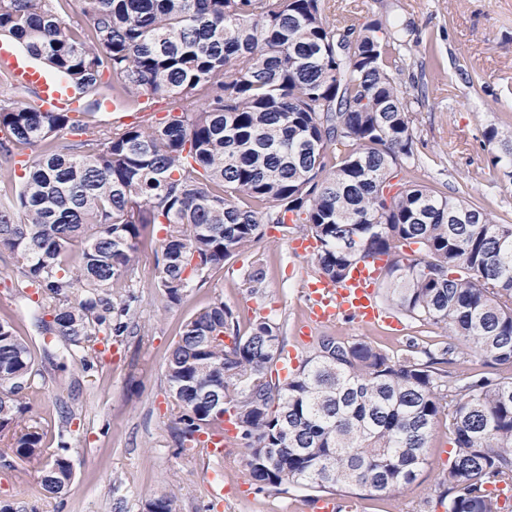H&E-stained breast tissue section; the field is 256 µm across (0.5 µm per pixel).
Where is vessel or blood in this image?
Here are the masks:
<instances>
[{
    "mask_svg": "<svg viewBox=\"0 0 512 512\" xmlns=\"http://www.w3.org/2000/svg\"><path fill=\"white\" fill-rule=\"evenodd\" d=\"M0 69L11 74L16 85L33 91L35 106L41 111H75L80 107L82 97L74 88L47 79L10 48L0 46ZM383 265V260L371 259L353 266L340 282L318 277L308 281L303 290L307 325L302 329L301 343H310L312 328L342 319L361 327L397 326V318L382 305L376 291Z\"/></svg>",
    "mask_w": 512,
    "mask_h": 512,
    "instance_id": "1",
    "label": "vessel or blood"
}]
</instances>
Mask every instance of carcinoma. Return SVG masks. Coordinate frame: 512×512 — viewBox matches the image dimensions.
<instances>
[{"label": "carcinoma", "instance_id": "obj_1", "mask_svg": "<svg viewBox=\"0 0 512 512\" xmlns=\"http://www.w3.org/2000/svg\"><path fill=\"white\" fill-rule=\"evenodd\" d=\"M60 0H0V34L84 95L82 114L112 96L138 111L165 97L157 120L102 133L69 111L0 104V160L12 146L68 131L25 168L15 196H0V254L25 266L50 319L40 335L94 370L98 336L141 331L132 279L141 231L164 225L159 288L180 304L250 247L263 225L318 242L316 273L342 280L382 255V302L448 332L434 352L391 356L365 341L323 335L287 379L273 377L284 324L258 314L241 330L221 299L188 318L166 367L172 437L185 455L200 435L237 425L238 447L259 491L284 487L349 498H396L422 474L435 426L453 436L441 474L446 512H498L486 486L512 487V224L476 204L407 179L413 115L398 88L404 29L328 0H85L89 30L67 26ZM112 82L103 81L105 74ZM198 99L196 110L181 107ZM484 144L512 178V136L491 126ZM81 244L77 265L65 260ZM418 245L409 254L406 248ZM486 370L457 365L467 351ZM42 373L30 343L0 319V466L16 457L66 492L75 474L70 425L56 447L25 421ZM224 393V408L211 395ZM143 512H178L169 492Z\"/></svg>", "mask_w": 512, "mask_h": 512}]
</instances>
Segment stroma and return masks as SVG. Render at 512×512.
<instances>
[{"label": "stroma", "mask_w": 512, "mask_h": 512, "mask_svg": "<svg viewBox=\"0 0 512 512\" xmlns=\"http://www.w3.org/2000/svg\"><path fill=\"white\" fill-rule=\"evenodd\" d=\"M354 11L360 21L381 19L411 25L403 53L400 84L414 116L415 160L409 180L434 186L481 204L498 222L512 223V181L491 163L483 132L495 126L512 130V0H330ZM164 233L148 226L138 243L133 287L141 297L140 335L102 340L103 361L83 372L79 361L59 365L44 347L33 322L43 300L26 284L25 270L0 255V318L32 341L45 383L28 401L27 420L53 443L61 408L75 417L71 460L75 478L65 496L47 492L38 473L22 460L0 467V500L19 512H141L145 499L174 493L180 512H316L312 491L295 487L268 495L250 491L230 502L216 498L219 487L246 476L241 461L222 462L204 455L179 454L171 432L172 397L165 377L170 351L183 322L216 299L237 313L241 325L255 315L284 323L288 345L305 320L302 289L314 274L312 257L292 253L289 236L267 228L263 238L205 280H192L179 305L167 306L157 288V259ZM264 266L259 293L242 272ZM400 330L362 328L350 323L328 327V334L370 342L391 354L409 344L433 350L447 343L440 327L402 318ZM453 447L444 426H437L419 479L400 498L361 500L353 512H446L438 475Z\"/></svg>", "instance_id": "35a3bbf8"}]
</instances>
